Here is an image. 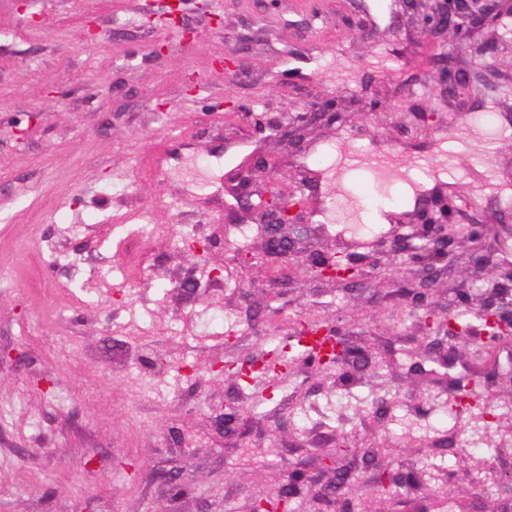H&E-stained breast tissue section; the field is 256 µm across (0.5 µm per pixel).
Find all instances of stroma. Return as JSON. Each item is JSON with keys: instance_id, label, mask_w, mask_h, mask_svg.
I'll return each instance as SVG.
<instances>
[{"instance_id": "1", "label": "stroma", "mask_w": 512, "mask_h": 512, "mask_svg": "<svg viewBox=\"0 0 512 512\" xmlns=\"http://www.w3.org/2000/svg\"><path fill=\"white\" fill-rule=\"evenodd\" d=\"M144 5L0 0V352L23 354L0 364V512H252L276 486L288 512L511 507L512 343L478 405L449 416L448 382L484 372V344L420 335L397 287L408 255L348 287L256 266L257 227L230 220L224 184L265 155L283 192L313 185L318 215L337 194L314 168L323 146L407 163L435 157L471 115L512 126V16L495 33L497 89L472 83L454 106L434 78L473 62L438 59L400 0H180L192 43L146 25ZM226 56L239 75L219 67ZM316 98L339 99L342 121L279 144L278 126ZM456 167L461 179L423 199L473 202L489 260L472 293L512 310V282L496 274L512 263V198L486 189L491 174L512 189V136L486 165L462 153ZM403 216L365 229L317 219L305 248L360 256V240L414 237ZM214 235L205 257L189 250ZM451 249L427 304L454 315L472 256ZM307 315L337 323L367 359L329 371L296 360L267 374L262 401L218 373L267 359L289 342V317ZM227 405L245 412L230 435L215 420ZM338 447L353 474L342 488L319 465ZM292 468L303 482L289 483ZM383 475L403 480L400 497L380 495Z\"/></svg>"}]
</instances>
